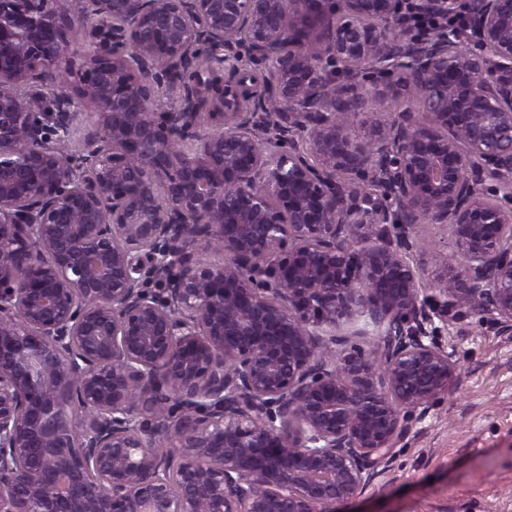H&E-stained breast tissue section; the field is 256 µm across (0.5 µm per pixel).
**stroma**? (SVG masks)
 Listing matches in <instances>:
<instances>
[{
  "mask_svg": "<svg viewBox=\"0 0 512 512\" xmlns=\"http://www.w3.org/2000/svg\"><path fill=\"white\" fill-rule=\"evenodd\" d=\"M444 342L456 389L411 419L364 493L336 512H512V336L491 315H468Z\"/></svg>",
  "mask_w": 512,
  "mask_h": 512,
  "instance_id": "35a3bbf8",
  "label": "stroma"
}]
</instances>
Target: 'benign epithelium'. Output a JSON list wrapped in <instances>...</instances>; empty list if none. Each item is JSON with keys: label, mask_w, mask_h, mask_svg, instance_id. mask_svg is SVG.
<instances>
[{"label": "benign epithelium", "mask_w": 512, "mask_h": 512, "mask_svg": "<svg viewBox=\"0 0 512 512\" xmlns=\"http://www.w3.org/2000/svg\"><path fill=\"white\" fill-rule=\"evenodd\" d=\"M484 310L512 0H0V512H335ZM419 231L422 237L433 239L436 242V249L433 252L422 254L419 257L426 273H430L434 269L435 263L442 261L452 252V240L449 231L447 237L446 231L436 226L422 224Z\"/></svg>", "instance_id": "7a95c632"}]
</instances>
